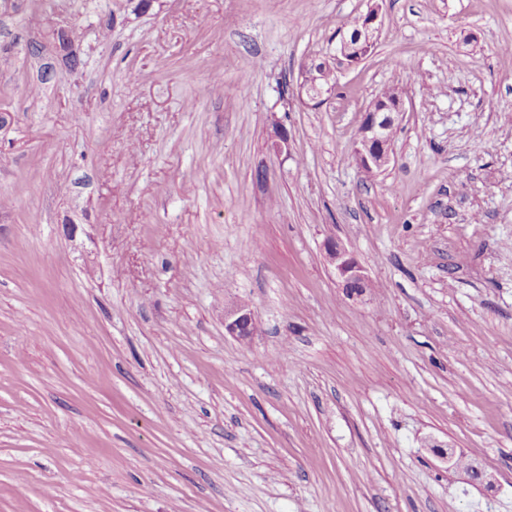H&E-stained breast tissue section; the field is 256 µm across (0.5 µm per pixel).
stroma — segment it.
Masks as SVG:
<instances>
[{
	"label": "stroma",
	"mask_w": 512,
	"mask_h": 512,
	"mask_svg": "<svg viewBox=\"0 0 512 512\" xmlns=\"http://www.w3.org/2000/svg\"><path fill=\"white\" fill-rule=\"evenodd\" d=\"M510 44L512 0H0V512H512ZM364 19L365 21L362 24V15L355 16L350 23L353 32L342 35L337 43L336 57L340 63L358 64L364 50L375 44L382 26L378 11L375 8L368 9ZM326 63L320 62L316 63L312 61L310 63H305L302 67V81L298 87V97L304 102V96L310 101L313 102L312 106H319L324 100L321 98L324 92H328L331 90L336 84V76L334 72L328 68L320 82L319 86H327L326 89H321L318 87V76L321 69L326 68ZM331 86V87H329ZM307 104V103H306ZM388 88L365 113L355 149L358 166L366 173L384 169L390 162V130L403 115L402 99ZM375 173V172H373ZM368 173V174H373ZM330 263L336 271L346 293L350 296L361 297L364 295V288L370 280L363 267L340 245L331 243L327 249ZM224 328L230 336L246 340L251 338L256 326L251 310L245 304L224 308Z\"/></svg>",
	"instance_id": "35a3bbf8"
}]
</instances>
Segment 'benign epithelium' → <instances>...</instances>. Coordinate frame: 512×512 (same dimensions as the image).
<instances>
[{
    "label": "benign epithelium",
    "instance_id": "benign-epithelium-1",
    "mask_svg": "<svg viewBox=\"0 0 512 512\" xmlns=\"http://www.w3.org/2000/svg\"><path fill=\"white\" fill-rule=\"evenodd\" d=\"M382 26L378 11L368 9L364 23L355 31L341 37L336 45L339 62L355 65L360 62L364 50L375 44ZM325 63L314 61L302 67V81L298 97L307 98L318 106L323 102L324 90L318 87V76ZM403 115L402 99L399 94L376 98L365 113L359 129L355 149L358 166L366 173L384 169L390 162V130ZM327 255L346 293L361 297L369 284V277L363 267L340 245L328 246ZM224 328L237 339L251 338L256 326L251 310L245 304H236L224 309Z\"/></svg>",
    "mask_w": 512,
    "mask_h": 512
}]
</instances>
